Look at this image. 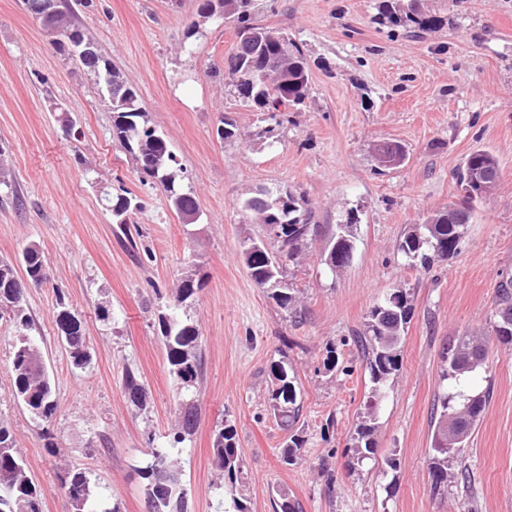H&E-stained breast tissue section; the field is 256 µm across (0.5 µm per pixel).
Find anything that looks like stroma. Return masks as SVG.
Listing matches in <instances>:
<instances>
[{
	"label": "stroma",
	"mask_w": 512,
	"mask_h": 512,
	"mask_svg": "<svg viewBox=\"0 0 512 512\" xmlns=\"http://www.w3.org/2000/svg\"><path fill=\"white\" fill-rule=\"evenodd\" d=\"M380 0H256L258 24L303 43L311 66L303 111L288 115L281 142L256 136L260 117L218 80L236 41L232 23L211 21L188 41L197 0H89L77 18L140 95L151 123L184 168L199 205L186 224L164 191L143 181L112 139V113L95 79L62 56L23 0H0V260L19 262L39 244L50 279L29 289L33 320L58 412L35 419L12 396V336L0 324V419L11 426L43 512H72L59 476L80 468L120 512H147L138 474L152 449L167 445L182 396L154 330L159 302L181 279L204 286L186 310L203 336L194 390L198 421L174 468L188 512H224V480L213 456L214 428L235 424L242 451L240 497L251 512H275L278 493L301 512H512V346L491 345L473 389L490 402L450 479L434 491L432 409L442 355L457 336H485L503 277H512V0H421L439 19L431 32L379 23ZM68 113L81 132L67 137ZM246 141H219L221 117ZM398 140L406 161L377 164L371 147ZM476 150L492 153L500 179L477 200L457 253L430 268L399 251L403 234L433 211L463 199L456 171ZM124 186L141 199L134 232L112 221L103 193ZM288 187L308 200L318 234L286 279L297 314L282 310L250 279L241 254L261 228L241 211L258 189ZM351 223L350 263L330 270L322 255L338 225ZM407 288L413 316L401 369L378 409L374 467L348 469L350 435L371 382L356 341L371 308L393 286ZM64 297L82 319L90 364L76 367L54 311ZM106 306L110 321L98 318ZM337 363L325 370L328 345ZM288 361L297 376V424L306 444L295 464L279 459L287 436L268 407L270 365ZM145 387L142 405L124 378ZM52 434L57 454L45 449ZM396 458L390 470L387 458ZM468 469V483L457 481Z\"/></svg>",
	"instance_id": "stroma-1"
}]
</instances>
